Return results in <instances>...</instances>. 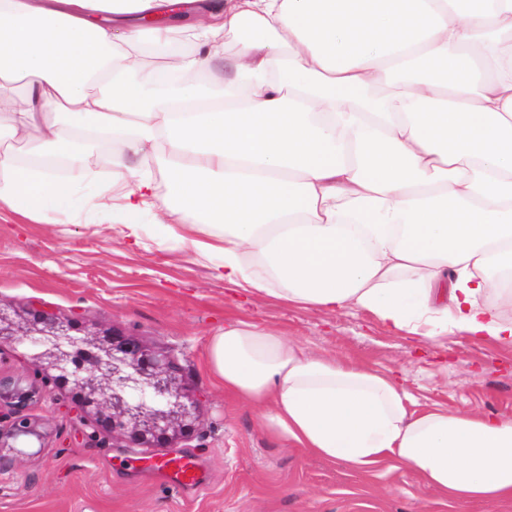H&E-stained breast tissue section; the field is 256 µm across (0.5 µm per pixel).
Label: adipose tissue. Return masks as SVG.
Returning a JSON list of instances; mask_svg holds the SVG:
<instances>
[{"label": "adipose tissue", "mask_w": 512, "mask_h": 512, "mask_svg": "<svg viewBox=\"0 0 512 512\" xmlns=\"http://www.w3.org/2000/svg\"><path fill=\"white\" fill-rule=\"evenodd\" d=\"M169 2L0 0V204L46 224L101 213L135 241L151 212L230 285L512 344V0H189L184 22L137 23ZM177 38L192 49L168 69L228 78L160 85L140 43ZM87 135L113 143L93 198L74 190L95 178ZM16 141L69 176L18 166ZM207 363L292 447L397 462L459 503L512 500V421L419 408L393 373L240 320Z\"/></svg>", "instance_id": "1"}]
</instances>
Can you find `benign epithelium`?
Wrapping results in <instances>:
<instances>
[{
    "mask_svg": "<svg viewBox=\"0 0 512 512\" xmlns=\"http://www.w3.org/2000/svg\"><path fill=\"white\" fill-rule=\"evenodd\" d=\"M5 344L25 349L33 376L0 373V453L34 440L44 446L45 429L29 410L51 385L70 390L90 439L169 448L197 428L202 399L180 382L174 361L114 328L42 308L17 328L0 310V348Z\"/></svg>",
    "mask_w": 512,
    "mask_h": 512,
    "instance_id": "benign-epithelium-1",
    "label": "benign epithelium"
}]
</instances>
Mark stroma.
<instances>
[{"mask_svg":"<svg viewBox=\"0 0 512 512\" xmlns=\"http://www.w3.org/2000/svg\"><path fill=\"white\" fill-rule=\"evenodd\" d=\"M140 224L143 244L135 247L103 220L59 212L41 224L1 205L0 309L19 323L41 307L167 351L181 382L203 397L194 436L174 448L200 454L209 481L183 493L132 469L133 449L88 440L67 391L56 389L30 409L47 431L43 447L0 466V512H512V501L452 503L400 464L364 474L290 447L207 366L210 336L233 318L315 355L398 371L421 406L512 420V346L458 331L434 343L390 331L367 312L247 294L193 250H171L152 215Z\"/></svg>","mask_w":512,"mask_h":512,"instance_id":"35a3bbf8","label":"stroma"}]
</instances>
